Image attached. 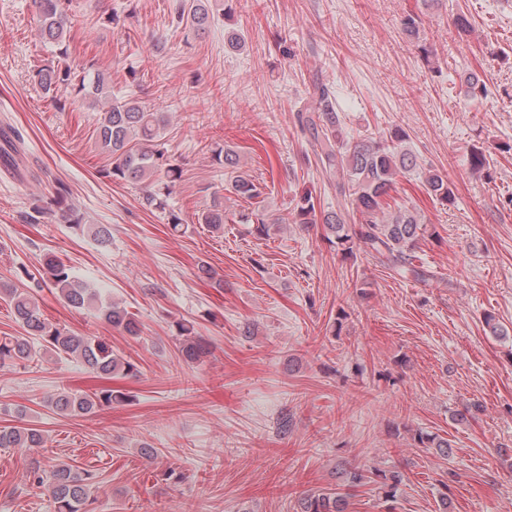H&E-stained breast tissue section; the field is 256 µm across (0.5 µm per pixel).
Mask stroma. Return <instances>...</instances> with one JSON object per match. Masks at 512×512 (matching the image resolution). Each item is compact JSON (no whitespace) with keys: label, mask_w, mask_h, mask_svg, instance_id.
Here are the masks:
<instances>
[{"label":"stroma","mask_w":512,"mask_h":512,"mask_svg":"<svg viewBox=\"0 0 512 512\" xmlns=\"http://www.w3.org/2000/svg\"><path fill=\"white\" fill-rule=\"evenodd\" d=\"M78 3L70 58L171 115L167 147L183 176L169 203L188 229L172 235L143 188L102 178L111 159L95 143L96 113L44 97L32 80L44 52L30 0H0V120L24 140L19 174L0 166V281L38 274L52 251L141 324L126 335L42 288L52 323L107 338L137 371L111 381L128 401L63 417L50 395L101 385L80 362L0 365V425L46 438L0 448V512H53L48 489L26 477L51 459L93 470V512H296L304 493L335 488L349 468L404 481L391 501L376 483L358 488L348 512H439L446 481L448 512H512V0H229L199 38L175 28L174 0ZM461 11L472 23L464 37L453 26ZM411 14L415 39L402 25ZM230 30L242 49L225 46ZM470 72L487 88L476 101L464 94ZM316 78L348 132L400 127L418 164L447 175L446 206L417 174L396 185L427 226L415 255L428 283L360 251L343 257L322 226L293 223L304 189L336 203V178L296 121ZM227 145L283 219L270 236L249 224L216 234L195 219L224 189L212 151ZM474 146L489 175L470 169ZM60 185L84 223L110 226V246L57 212H34ZM201 263L217 284L197 280ZM488 313L503 336L489 332ZM184 320L208 347L196 363L178 350ZM473 402L482 413L461 419ZM419 431L447 439L450 454L417 447Z\"/></svg>","instance_id":"stroma-1"}]
</instances>
